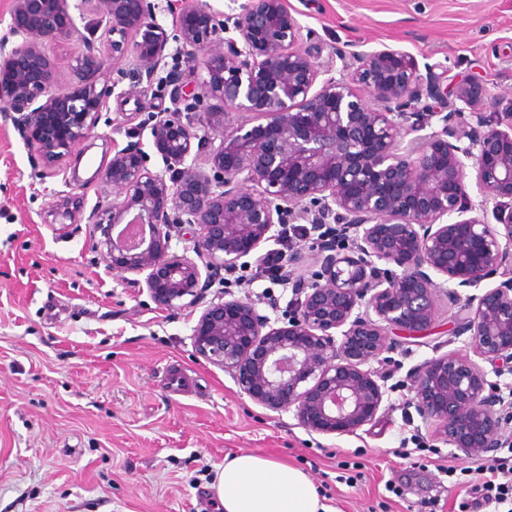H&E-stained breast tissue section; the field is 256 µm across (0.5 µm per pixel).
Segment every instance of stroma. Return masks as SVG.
Wrapping results in <instances>:
<instances>
[{
	"label": "stroma",
	"instance_id": "35a3bbf8",
	"mask_svg": "<svg viewBox=\"0 0 512 512\" xmlns=\"http://www.w3.org/2000/svg\"><path fill=\"white\" fill-rule=\"evenodd\" d=\"M319 61L354 41L415 55L448 81L478 80L512 108V0H288ZM76 34L47 44L60 85L82 80L75 60L95 31L101 74L115 89L110 124L94 146H79L59 168L0 117V512H219L210 484L224 457L265 454L302 468L339 512H459L468 464L434 436L410 401L409 370L450 352L470 353L457 308L436 297L432 328L389 333L384 366L390 405L354 435L307 431L293 412H272L242 394L230 372L196 356L193 328L218 294L197 306L157 308L120 274L106 272L89 241L112 212L113 189L90 181L84 156L105 164L136 138L163 162L143 125L150 101L170 105L168 87L134 84L135 58L112 56L98 0H68ZM80 182H73V175ZM79 200L77 223H56L60 199ZM233 297L282 316L293 301L276 277L241 270ZM187 377L172 390L171 371ZM455 466L447 475L446 466Z\"/></svg>",
	"mask_w": 512,
	"mask_h": 512
}]
</instances>
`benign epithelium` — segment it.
<instances>
[{"mask_svg":"<svg viewBox=\"0 0 512 512\" xmlns=\"http://www.w3.org/2000/svg\"><path fill=\"white\" fill-rule=\"evenodd\" d=\"M99 2L112 58L133 53L149 82L169 57L187 69L168 72L172 107L148 117L164 171L131 142L94 174L122 197L92 242L107 269L143 276L134 283L156 306L183 309L279 225L336 228L318 238L309 279L288 276L285 325L220 292L193 329L199 357L232 372L263 408L294 410L308 431L353 435L389 401L385 377L367 367L387 350L388 331L419 335L435 322L436 289L453 284L448 299L458 302V289L498 277L455 319L481 359L512 365V111H498L481 82L445 86L429 65L425 78L413 54L389 45L334 47L319 62L301 47L287 0H231L226 12L178 0L171 32L153 0ZM66 4L12 0L0 36V110L46 167L94 135L112 95L94 79L59 85L45 45L72 36L60 23ZM101 65L93 53L76 59L86 74ZM231 110L264 122L247 130ZM185 233L192 257L171 251ZM409 380L421 418L459 459L512 445V386L488 380L478 362L446 354Z\"/></svg>","mask_w":512,"mask_h":512,"instance_id":"obj_1","label":"benign epithelium"}]
</instances>
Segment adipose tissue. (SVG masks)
<instances>
[{
	"mask_svg": "<svg viewBox=\"0 0 512 512\" xmlns=\"http://www.w3.org/2000/svg\"><path fill=\"white\" fill-rule=\"evenodd\" d=\"M210 488L223 512H333L302 469L259 454L225 455Z\"/></svg>",
	"mask_w": 512,
	"mask_h": 512,
	"instance_id": "adipose-tissue-1",
	"label": "adipose tissue"
}]
</instances>
